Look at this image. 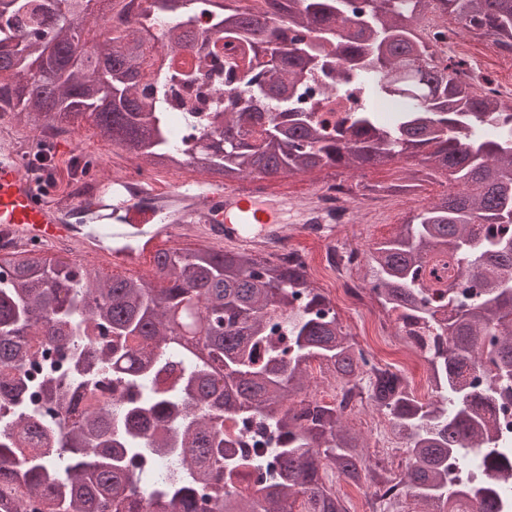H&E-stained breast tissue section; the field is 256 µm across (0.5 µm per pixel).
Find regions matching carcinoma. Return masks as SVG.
Wrapping results in <instances>:
<instances>
[{
  "instance_id": "cac0c4a2",
  "label": "carcinoma",
  "mask_w": 512,
  "mask_h": 512,
  "mask_svg": "<svg viewBox=\"0 0 512 512\" xmlns=\"http://www.w3.org/2000/svg\"><path fill=\"white\" fill-rule=\"evenodd\" d=\"M170 22L162 48L200 55L225 37L240 53L202 93L213 130L174 140L165 86L142 91L138 61L154 39L151 19L96 34L92 0H0V96L18 123L92 122L152 167L188 162L231 180L323 168L362 171L410 163L392 193L441 174L451 190L409 213L394 236L366 250L369 284L409 326L434 328L433 399L422 402L397 369L378 368L301 264H275L244 249H160L145 277L100 279L80 263L27 249L0 273V392L20 395L21 367L36 338L69 352L74 382H48L47 402L74 416L62 456L29 449L40 423L17 411L0 430V512H349L339 476L384 488L400 478L418 512H504L512 488V440L481 412L512 403V106L487 98L427 63L418 37L427 10L512 53V0H266L260 14L236 0H152ZM212 18L210 42L192 38ZM278 58L260 78L259 55ZM320 70L354 79L372 97L402 95L409 108L386 122L372 102L336 132L293 103ZM244 80L251 95L224 93ZM442 253L455 274L433 285L424 268ZM182 368L170 376L173 355ZM390 415L405 454L397 473L367 457L343 406L309 395L312 362ZM110 375L124 398L93 400ZM241 422L242 448L224 428ZM481 483L462 477L473 450ZM174 459L162 488L137 493V462ZM252 469L265 480L246 496Z\"/></svg>"
}]
</instances>
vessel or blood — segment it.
<instances>
[{
  "mask_svg": "<svg viewBox=\"0 0 512 512\" xmlns=\"http://www.w3.org/2000/svg\"><path fill=\"white\" fill-rule=\"evenodd\" d=\"M17 142L13 135H0V229L10 232L17 243L42 246L71 238L75 227L69 217L79 208V201L62 204L49 196L39 195L16 158ZM175 196L197 201L198 209L184 211L186 223L209 224L212 238L219 242L238 243L258 252H270L284 242L285 236L277 214L261 206L249 182L227 188L208 182L184 184ZM156 182L145 181L139 196L118 198L119 223L108 225L113 238L128 237L130 229H148L143 252L152 251L164 238L166 227L162 212L153 199L162 197Z\"/></svg>",
  "mask_w": 512,
  "mask_h": 512,
  "instance_id": "b4317fda",
  "label": "vessel or blood"
}]
</instances>
